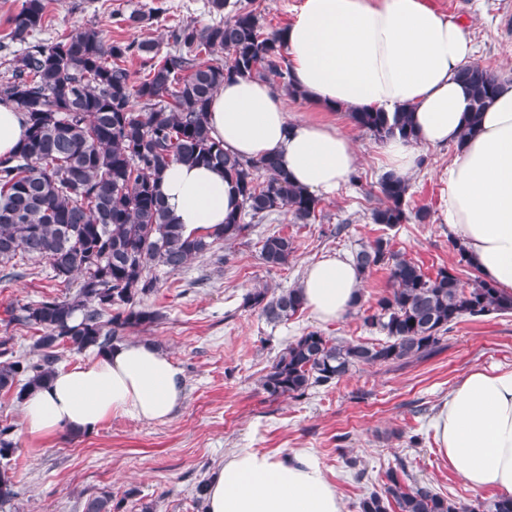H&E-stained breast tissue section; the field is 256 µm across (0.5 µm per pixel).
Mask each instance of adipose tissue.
I'll return each mask as SVG.
<instances>
[{"label":"adipose tissue","instance_id":"1","mask_svg":"<svg viewBox=\"0 0 512 512\" xmlns=\"http://www.w3.org/2000/svg\"><path fill=\"white\" fill-rule=\"evenodd\" d=\"M292 83L307 103L337 122L290 118L288 99L253 78H225L207 113L212 136L245 159L276 155L290 180L318 198L334 196L358 154L339 122L364 109L412 113L414 136L381 145L387 171L414 172L425 149L455 146L444 182L441 219L478 274L512 293V72L479 132L463 138L471 95L458 78L473 46L463 22L425 0H302L282 32ZM157 189L188 235L220 229L241 197L221 169L171 164ZM362 276L335 255L310 263L301 282L305 305L322 322L349 312ZM181 369L156 345L129 342L56 373L27 392L22 423L33 437L90 433L117 415L164 421L181 405ZM439 451L475 490L512 497V368H478L457 383L434 420ZM207 512H344L318 463L295 453L246 449L224 458L208 480Z\"/></svg>","mask_w":512,"mask_h":512}]
</instances>
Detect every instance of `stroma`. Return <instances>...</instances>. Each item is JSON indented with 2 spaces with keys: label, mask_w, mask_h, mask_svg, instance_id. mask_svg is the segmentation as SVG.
Segmentation results:
<instances>
[{
  "label": "stroma",
  "mask_w": 512,
  "mask_h": 512,
  "mask_svg": "<svg viewBox=\"0 0 512 512\" xmlns=\"http://www.w3.org/2000/svg\"><path fill=\"white\" fill-rule=\"evenodd\" d=\"M436 12L462 21L473 42V61L492 72L512 71V0H426ZM43 42L88 26L106 39L152 41L168 50L169 30L186 22H216L206 0H45ZM357 144L359 184H345L322 200L315 221L290 214L254 220L249 236L220 243L215 252L170 273L156 269L157 287L147 305L154 324L129 330L125 339L156 344L182 370L185 398L163 422L115 417L92 434L64 431L30 437L15 392H0V427L11 429V464L18 496L14 512H82L84 501L112 493L153 512H201L195 487L208 480L226 454L240 449L273 456L303 451L320 465L343 500L360 512L371 491L382 490L389 470L404 468L407 481L432 484L444 496L490 500L491 490L472 489L438 451L433 418L448 392L477 368L512 367V312L467 318L453 325L440 350L423 360L361 366L331 386H316L299 399H271L261 377L296 337L317 330L340 341L378 343L385 335L351 311L327 323L310 311L273 325L245 307L255 288L300 285L307 266L324 255L350 256L377 237L428 274L458 260L454 238L441 222L440 175L455 154L444 147L423 151L408 178L410 210L429 213L384 230L370 218L384 173L379 144L345 123ZM275 232L293 237L288 265L267 267L261 240ZM13 279L0 277V310L34 302L58 288L48 263L17 264Z\"/></svg>",
  "instance_id": "1"
}]
</instances>
